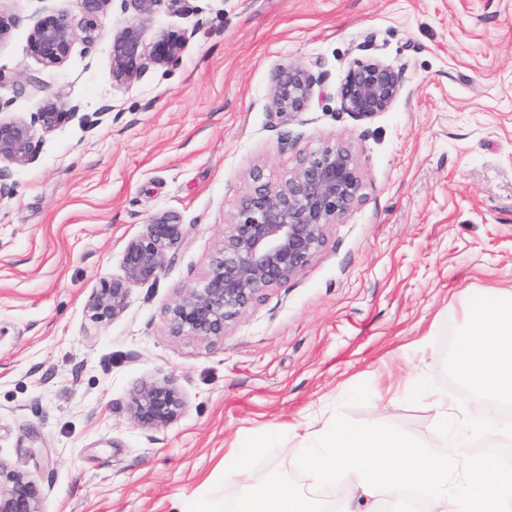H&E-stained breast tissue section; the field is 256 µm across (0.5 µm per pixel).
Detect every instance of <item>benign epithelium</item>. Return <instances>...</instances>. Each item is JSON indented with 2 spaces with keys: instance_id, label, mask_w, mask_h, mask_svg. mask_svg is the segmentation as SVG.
I'll list each match as a JSON object with an SVG mask.
<instances>
[{
  "instance_id": "7a95c632",
  "label": "benign epithelium",
  "mask_w": 512,
  "mask_h": 512,
  "mask_svg": "<svg viewBox=\"0 0 512 512\" xmlns=\"http://www.w3.org/2000/svg\"><path fill=\"white\" fill-rule=\"evenodd\" d=\"M130 22L112 39V81L126 85L150 67L169 68L182 57L188 36L162 32L149 40L146 17L159 10L177 12L182 0H121ZM112 0H70L38 22L29 33L32 55L46 68L62 65L75 38L73 10L84 19L81 33L86 43L98 37L97 20L107 14ZM39 96L31 118H0V200L12 194L6 183L8 166H23L35 158L40 136L77 115V107L63 112L59 93L38 79L28 80ZM316 85L305 67L290 63L277 69L271 110L293 117L306 111ZM402 79L379 60L353 61L337 90L341 110L360 120L390 109L401 93ZM253 188L239 201L234 232L224 238L219 256L198 287L185 289L169 308V328L174 335L200 339L224 336L227 322L256 301L267 288L288 281L316 257L324 229L345 214L360 197L362 179L352 152L329 144L302 158L294 174L281 185L264 180L257 169ZM185 231L169 212L149 217L144 231L124 250L122 274L104 283L88 300L92 320L103 322L125 310L130 289L154 280L162 272L168 253L183 241ZM183 400L168 380H152L137 390L131 417L141 429L152 432L174 420ZM0 512H40L35 482L0 460Z\"/></svg>"
}]
</instances>
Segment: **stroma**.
<instances>
[{"instance_id":"1","label":"stroma","mask_w":512,"mask_h":512,"mask_svg":"<svg viewBox=\"0 0 512 512\" xmlns=\"http://www.w3.org/2000/svg\"><path fill=\"white\" fill-rule=\"evenodd\" d=\"M61 4L0 0L16 20L0 68L80 107L10 167L0 200V460L35 480L42 512H178L275 470L304 488L295 461L339 413L437 445L436 411L410 390L428 377L468 408L444 371L460 299L512 288V0H185L148 21L149 35L187 34L180 63L129 86L112 82L130 19L119 0L96 43L75 39L53 69L35 59L28 35ZM357 59L403 78L370 120L336 96ZM290 62L321 80L292 119L269 109ZM334 142L363 185L314 260L223 338L173 335L168 309L211 271L253 170L284 182ZM162 211L185 240L120 317L92 321L89 297ZM157 379L184 408L148 433L130 405ZM252 446L225 477V458Z\"/></svg>"}]
</instances>
